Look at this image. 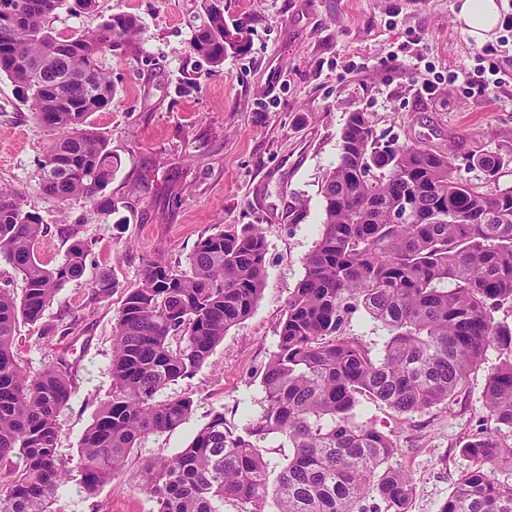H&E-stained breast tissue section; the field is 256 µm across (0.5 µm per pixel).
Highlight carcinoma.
<instances>
[{"mask_svg":"<svg viewBox=\"0 0 512 512\" xmlns=\"http://www.w3.org/2000/svg\"><path fill=\"white\" fill-rule=\"evenodd\" d=\"M92 2L0 0L14 9L0 23V76L52 135L38 162L42 190L106 217L110 203L100 194L112 180V151L87 120L114 98L102 57L135 46L141 25L113 14L92 33L49 28L56 10L77 13ZM229 49L245 51L243 26L209 6L189 52L219 67ZM477 163L480 184L458 174L449 155L382 144L365 113L350 115L321 187L322 231L261 373V413L240 426L218 413L187 448L146 461L140 488L156 512H222L226 502L242 512H266L270 502L274 512H408L411 478L391 464V436L358 419L361 398L399 415L446 405L491 347L500 359L483 405L497 429L512 431V188L496 186L498 157ZM43 232L23 193L0 186V260L24 282L19 297L0 287V463L19 460L0 512H49L72 471L56 448L58 414L76 391L70 364L29 379L17 326L39 322L57 291L83 276L90 246L70 233L63 261L49 268L36 251ZM265 250L257 225L227 224L198 242L185 268L150 261L127 290L114 325L112 395L76 462L86 495L118 476L143 438L191 415L192 400L157 394L192 377L252 314L266 283ZM116 287L107 272L94 285L102 298ZM360 306L383 331L376 350L344 332ZM270 438L290 448L281 463L262 454ZM462 452L472 465L439 512H512V481L495 476L512 472V445L487 433Z\"/></svg>","mask_w":512,"mask_h":512,"instance_id":"carcinoma-1","label":"carcinoma"}]
</instances>
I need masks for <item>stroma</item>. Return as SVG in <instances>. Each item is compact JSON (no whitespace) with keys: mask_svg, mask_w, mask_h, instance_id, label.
<instances>
[{"mask_svg":"<svg viewBox=\"0 0 512 512\" xmlns=\"http://www.w3.org/2000/svg\"><path fill=\"white\" fill-rule=\"evenodd\" d=\"M228 24L244 23L248 49L227 52L219 67L190 56L205 0H96L81 14L59 9L48 25L60 35L97 30L117 13L136 15V47L105 55L115 96L88 123L108 142L115 170L103 191L112 203L99 217L81 200L63 204L38 184V161L50 140L29 103L0 78V185L21 190L46 227L44 263L62 261L76 231L91 252L81 279L66 283L40 323L19 327L21 364L34 377L59 359L76 392L59 413L58 454L76 461L79 443L112 392L115 316L147 260L185 261L221 224H255L266 242V286L252 314L232 327L193 377L162 398L193 399L188 420L145 438L121 476L94 496L71 473L52 512H154L139 487L143 463L174 455L215 414L231 423L261 411V372L277 349L288 297L323 221L322 180L336 164L342 130L365 113L380 141L451 155L471 181L477 156L505 164L499 185L512 187V32L497 29L499 85L481 93L463 81L483 64V47L462 32L459 0H220ZM437 83L434 95L421 94ZM117 282L98 297L101 272ZM499 360L488 350L448 404L400 416L362 399L363 418L391 433L393 465L412 478L408 512H439L471 462L462 452L475 435L496 429L483 391Z\"/></svg>","mask_w":512,"mask_h":512,"instance_id":"1","label":"stroma"}]
</instances>
